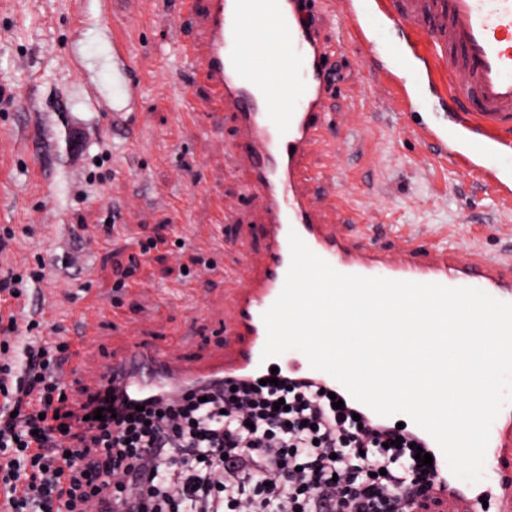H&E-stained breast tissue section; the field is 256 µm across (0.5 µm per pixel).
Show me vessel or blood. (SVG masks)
Instances as JSON below:
<instances>
[{
  "label": "vessel or blood",
  "mask_w": 512,
  "mask_h": 512,
  "mask_svg": "<svg viewBox=\"0 0 512 512\" xmlns=\"http://www.w3.org/2000/svg\"><path fill=\"white\" fill-rule=\"evenodd\" d=\"M304 0H205L197 39L181 43V53L210 87L216 105L233 113L244 132L236 160L249 168L247 192L261 216L265 240L260 261L244 259L234 279L244 281L229 331L232 352L194 362L171 356L163 346L133 345L105 366L100 386L121 383L136 397L166 394L190 386L243 376L265 377L271 370L291 377L319 375L328 389L341 385L328 373H315L298 350L262 359L267 333L262 315L280 295L291 262L290 233H297L319 257L343 274L398 281L474 287L512 303V257L493 258L473 250L459 254L441 244L404 237L382 247L354 239L326 223V200L304 187L302 162L323 142L331 126L325 57L329 46L313 27ZM321 12L340 16L345 37L355 48L374 54L378 86L402 112L414 111L420 85L453 112L448 125L424 122L409 127L429 154L451 165L475 184L492 191L501 208L512 210V168L495 158L512 135V0H320ZM395 32L399 45L377 57L383 31ZM101 59L79 53L63 56L62 66H109L111 79L82 86L81 95L112 113L113 125L132 127L141 91L126 40L117 34L104 42ZM421 60L419 83L410 82L412 60ZM406 427L430 450L442 502L475 508L480 501L495 512H512V479L501 472L512 460V402L495 419L483 468L481 494L451 478L437 442L414 422Z\"/></svg>",
  "instance_id": "obj_1"
}]
</instances>
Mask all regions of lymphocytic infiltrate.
I'll list each match as a JSON object with an SVG mask.
<instances>
[{"instance_id":"f902f5d3","label":"lymphocytic infiltrate","mask_w":512,"mask_h":512,"mask_svg":"<svg viewBox=\"0 0 512 512\" xmlns=\"http://www.w3.org/2000/svg\"><path fill=\"white\" fill-rule=\"evenodd\" d=\"M0 322V512H436L409 435L359 424L312 381L62 397L70 345ZM282 409H275L277 401ZM111 415L95 419L97 409Z\"/></svg>"}]
</instances>
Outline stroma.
Listing matches in <instances>:
<instances>
[{
  "mask_svg": "<svg viewBox=\"0 0 512 512\" xmlns=\"http://www.w3.org/2000/svg\"><path fill=\"white\" fill-rule=\"evenodd\" d=\"M331 47L337 81L330 99L335 123L326 145L305 159L312 189L330 199L347 192L352 207L380 211L384 221L351 223L344 209L328 219L343 234L363 233L378 244L413 232L432 243L512 253V211L491 192L436 163L410 139L415 117L443 124L448 114L422 89L417 115L392 110L373 93L374 64L341 41L339 19L314 13ZM112 26L130 44L143 81L136 129L113 128L109 113L77 96L83 79L61 67L71 50L90 56L103 28L94 5L76 14L70 0H8L0 7V229L15 238L0 251V273L45 265L25 305H13L18 323L29 316L58 326L82 345L86 366L66 376L69 404L93 394L101 366L134 343L168 347L172 356L205 362L232 346L234 286L224 272L262 242L244 192L248 170L234 160L242 130L230 113L209 108L207 84L194 80L179 44L197 31L181 0H113ZM193 106L197 121L184 118ZM186 197L183 213L164 198ZM232 215L224 234L210 237L216 200ZM118 213L117 233L101 226ZM159 245L142 253L140 243ZM132 267L129 286L116 285ZM97 334L81 342V318Z\"/></svg>",
  "mask_w": 512,
  "mask_h": 512,
  "instance_id": "35a3bbf8",
  "label": "stroma"
}]
</instances>
